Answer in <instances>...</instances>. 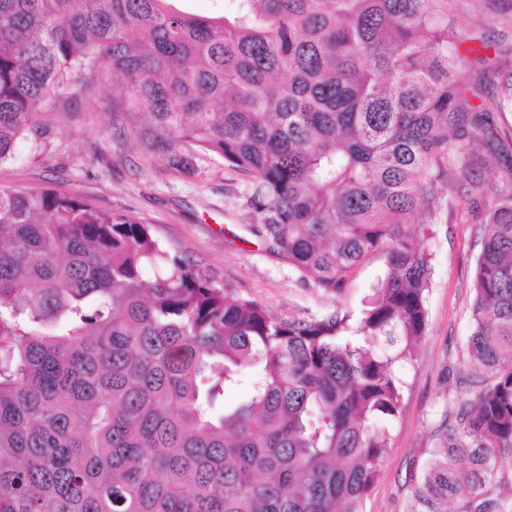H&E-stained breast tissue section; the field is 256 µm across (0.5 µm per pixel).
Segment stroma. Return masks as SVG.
<instances>
[{
    "label": "stroma",
    "instance_id": "stroma-1",
    "mask_svg": "<svg viewBox=\"0 0 512 512\" xmlns=\"http://www.w3.org/2000/svg\"><path fill=\"white\" fill-rule=\"evenodd\" d=\"M453 23L463 39L449 44L468 60L490 56L495 46L512 45V0H455ZM126 94L119 82L100 84L93 96H72L46 116L48 147L19 143L0 162V189L38 187L118 210L148 224L164 248L197 262L216 285L261 304L284 319L310 320L333 310L358 312L371 286L382 277V254L368 256L341 294L327 295L268 253L251 232L242 205L245 175L229 171L212 156L191 175H173L164 164H149L141 145L126 141L122 113L113 109ZM475 150L484 166L465 173L443 169L430 209L412 219L414 234L430 253L433 267L426 333L414 360L402 367L400 414L391 426V445L365 512H418L420 477L438 448L448 414L473 398L485 374L470 370L473 275L480 251L483 202L471 181L486 191L503 189V174L484 141Z\"/></svg>",
    "mask_w": 512,
    "mask_h": 512
}]
</instances>
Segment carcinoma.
Here are the masks:
<instances>
[{
    "mask_svg": "<svg viewBox=\"0 0 512 512\" xmlns=\"http://www.w3.org/2000/svg\"><path fill=\"white\" fill-rule=\"evenodd\" d=\"M448 0H0V162L40 112L95 78L126 84L130 139L190 175L248 177L265 251L326 294L372 252L358 316H271L150 227L49 189H0V512H363L425 335L430 254L404 224L432 168L476 170L512 106L469 107ZM468 338L492 382L458 404L424 512H512L488 492L512 448V190L485 206ZM244 398L220 409L226 392ZM224 1L225 0H172L169 3L176 9L197 16L218 17L224 15Z\"/></svg>",
    "mask_w": 512,
    "mask_h": 512,
    "instance_id": "1",
    "label": "carcinoma"
}]
</instances>
